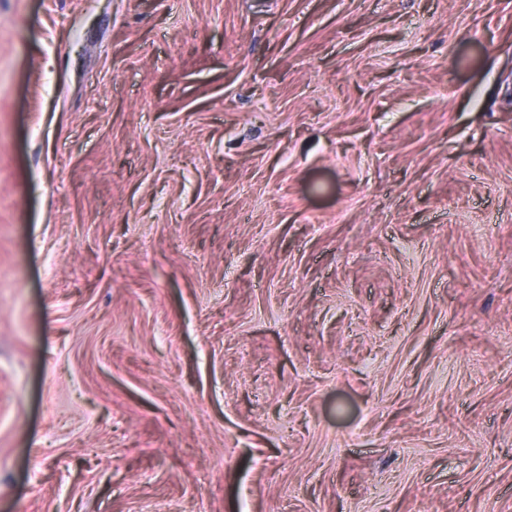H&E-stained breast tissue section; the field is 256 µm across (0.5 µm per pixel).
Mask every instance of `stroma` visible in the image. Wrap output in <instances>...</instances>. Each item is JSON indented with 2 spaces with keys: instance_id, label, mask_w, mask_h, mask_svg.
Listing matches in <instances>:
<instances>
[{
  "instance_id": "obj_1",
  "label": "stroma",
  "mask_w": 512,
  "mask_h": 512,
  "mask_svg": "<svg viewBox=\"0 0 512 512\" xmlns=\"http://www.w3.org/2000/svg\"><path fill=\"white\" fill-rule=\"evenodd\" d=\"M0 512H512V0H0Z\"/></svg>"
}]
</instances>
